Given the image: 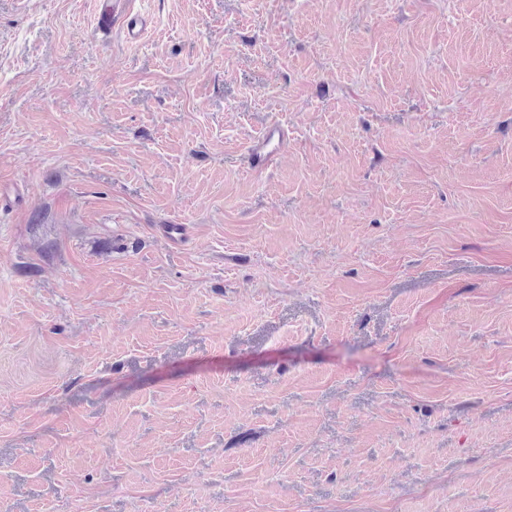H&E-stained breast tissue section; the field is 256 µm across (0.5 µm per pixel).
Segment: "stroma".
Here are the masks:
<instances>
[{"label": "stroma", "mask_w": 512, "mask_h": 512, "mask_svg": "<svg viewBox=\"0 0 512 512\" xmlns=\"http://www.w3.org/2000/svg\"><path fill=\"white\" fill-rule=\"evenodd\" d=\"M95 4L0 0V512H512V0ZM96 25L99 31L106 34L116 30L124 39L134 43L143 37L151 25L141 14L133 13L127 7V0H99ZM288 150V127L272 120L258 138L245 147L249 170L260 174L272 168Z\"/></svg>", "instance_id": "1"}]
</instances>
